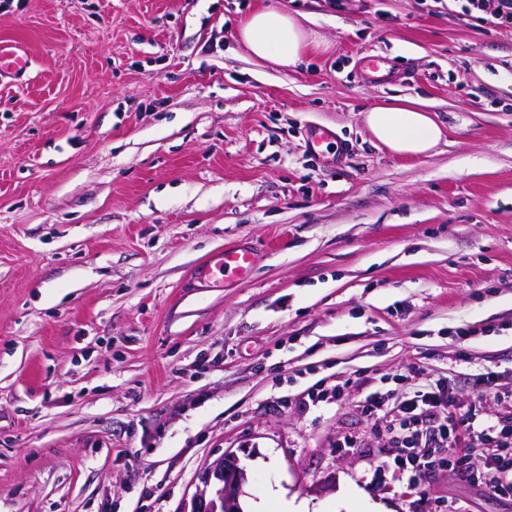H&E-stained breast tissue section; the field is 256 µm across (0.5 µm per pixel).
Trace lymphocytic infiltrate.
Returning <instances> with one entry per match:
<instances>
[{
  "label": "lymphocytic infiltrate",
  "mask_w": 512,
  "mask_h": 512,
  "mask_svg": "<svg viewBox=\"0 0 512 512\" xmlns=\"http://www.w3.org/2000/svg\"><path fill=\"white\" fill-rule=\"evenodd\" d=\"M497 386L458 405L452 387L435 384L391 403L389 394L366 399L370 413L380 414L396 444L394 466L407 473L411 492L426 495V479L439 468L463 475L502 498L512 499V407L484 415L487 400H500ZM485 452L482 468L471 465L468 449Z\"/></svg>",
  "instance_id": "lymphocytic-infiltrate-1"
}]
</instances>
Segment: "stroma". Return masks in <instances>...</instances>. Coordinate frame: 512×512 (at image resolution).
Listing matches in <instances>:
<instances>
[{
  "label": "stroma",
  "instance_id": "1",
  "mask_svg": "<svg viewBox=\"0 0 512 512\" xmlns=\"http://www.w3.org/2000/svg\"><path fill=\"white\" fill-rule=\"evenodd\" d=\"M256 3L0 0L33 61L0 79V512H183L228 450L244 512L267 487V512H512L445 470L407 494L364 408L512 389V29L279 0L331 45L285 71L237 38ZM398 98L441 126L430 156L370 134ZM243 243L247 278L192 281Z\"/></svg>",
  "mask_w": 512,
  "mask_h": 512
}]
</instances>
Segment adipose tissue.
Here are the masks:
<instances>
[{"instance_id": "ef3b65f1", "label": "adipose tissue", "mask_w": 512, "mask_h": 512, "mask_svg": "<svg viewBox=\"0 0 512 512\" xmlns=\"http://www.w3.org/2000/svg\"><path fill=\"white\" fill-rule=\"evenodd\" d=\"M237 34L256 61L284 70L296 68L311 52L326 47L296 15L272 4L246 14ZM365 122L373 138L399 157L430 155L442 137L441 128L418 99L375 106L366 113Z\"/></svg>"}]
</instances>
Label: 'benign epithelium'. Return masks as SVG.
Segmentation results:
<instances>
[{
    "instance_id": "obj_1",
    "label": "benign epithelium",
    "mask_w": 512,
    "mask_h": 512,
    "mask_svg": "<svg viewBox=\"0 0 512 512\" xmlns=\"http://www.w3.org/2000/svg\"><path fill=\"white\" fill-rule=\"evenodd\" d=\"M246 481L247 473L237 454L225 452L204 474V484L213 487V494L208 498L206 491H201L192 500L190 512H243L240 496Z\"/></svg>"
}]
</instances>
